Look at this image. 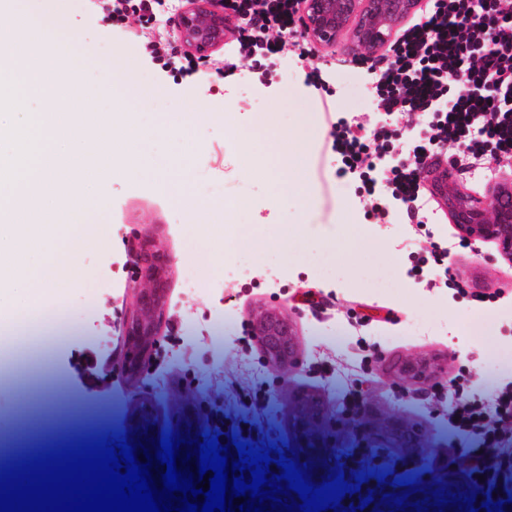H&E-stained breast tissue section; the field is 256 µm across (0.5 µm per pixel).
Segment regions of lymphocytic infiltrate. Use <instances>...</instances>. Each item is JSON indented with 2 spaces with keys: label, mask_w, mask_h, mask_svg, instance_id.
Returning a JSON list of instances; mask_svg holds the SVG:
<instances>
[{
  "label": "lymphocytic infiltrate",
  "mask_w": 512,
  "mask_h": 512,
  "mask_svg": "<svg viewBox=\"0 0 512 512\" xmlns=\"http://www.w3.org/2000/svg\"><path fill=\"white\" fill-rule=\"evenodd\" d=\"M224 6L239 20L241 58L300 48L301 0H225ZM369 71L382 120L369 130L362 116L342 117L330 136L337 176L358 178L376 222H386L394 203L417 221L427 219L418 164L446 146L465 145L477 160L512 159V0H429ZM404 115L423 122L402 154L397 125ZM454 411L459 427L481 445L449 454V463H464L483 495L511 496L512 391L461 400Z\"/></svg>",
  "instance_id": "1"
}]
</instances>
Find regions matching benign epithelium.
I'll list each match as a JSON object with an SVG mask.
<instances>
[{"mask_svg":"<svg viewBox=\"0 0 512 512\" xmlns=\"http://www.w3.org/2000/svg\"><path fill=\"white\" fill-rule=\"evenodd\" d=\"M421 0H302L301 27L304 37L320 48L331 47L345 38L370 55L384 51L404 22L420 8ZM231 32V20L224 14V0H183L173 24L172 35L182 50L196 60L206 62L224 51V37ZM432 188L443 198L464 193L448 189V169L431 179ZM457 233L470 241L492 242L499 254L512 262V184L498 185L491 200L476 199L472 209H455L451 215ZM137 276L132 282L135 309L123 327L127 358L120 373L130 382L139 379L152 358L159 336V325L167 304V278L171 259L156 245L142 242L136 249ZM248 324L261 356L279 371L283 381L300 365V346L292 318L276 307L258 306L248 314ZM441 369L434 360L409 356L396 367L395 377L413 383L426 380ZM157 422L148 403L138 404L128 422V429L142 421ZM289 422L298 439L300 460L305 455L327 459L318 474L334 468L336 417L319 395L294 396ZM361 431L359 446L364 448H417L419 434L397 419L373 422L361 412L355 416Z\"/></svg>","mask_w":512,"mask_h":512,"instance_id":"obj_1","label":"benign epithelium"}]
</instances>
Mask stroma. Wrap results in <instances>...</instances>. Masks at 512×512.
<instances>
[{
  "label": "stroma",
  "instance_id": "obj_1",
  "mask_svg": "<svg viewBox=\"0 0 512 512\" xmlns=\"http://www.w3.org/2000/svg\"><path fill=\"white\" fill-rule=\"evenodd\" d=\"M81 51L78 79L105 112H224L234 127L204 124L195 132L191 180L199 200L222 208L241 206L212 247L192 238L199 215L175 205L157 180L113 179L103 193L109 241L78 259L90 277L50 293L44 304L0 314L19 349L42 379L55 386L49 400L21 388L0 386V440L28 439L35 446L69 443L125 430L135 399L156 410L161 428L174 429L186 409L201 416L223 411L225 424L256 420L252 445L288 450V407L294 394L326 397L336 409L337 451L358 441L352 395L373 419L396 418L419 428L417 468L398 467L412 480L440 470L449 449L467 445L453 416L454 379L487 399L512 382V263L489 243L454 246V225L437 201L433 221L411 223L397 208L391 223L365 220L354 186L336 176L329 137L337 114H380L369 95L370 75L347 42L314 49L299 59L284 51L258 81L228 38L223 54L195 62L191 76L173 79L140 48L144 34L169 35L165 21L131 19L115 25L100 0H54ZM133 60L127 71L107 72L117 50ZM321 71L323 89L308 84L309 68ZM131 82L123 98L109 82ZM274 115L275 124L258 121ZM298 140L297 166L287 179L305 195L276 197L271 183L241 172L239 153L250 145L272 153L281 135ZM155 240L170 256L168 307L159 343L137 383L121 377L126 357L121 339L134 298L132 246ZM452 243L441 260L448 284L415 278L411 268L429 257L433 244ZM195 259L184 260L188 251ZM224 266L206 273L213 254ZM202 273L199 292L183 286L185 267ZM260 303L284 308L300 337L302 365L288 386L264 363L247 325ZM409 355L445 360L432 381L408 387L384 372Z\"/></svg>",
  "mask_w": 512,
  "mask_h": 512
}]
</instances>
